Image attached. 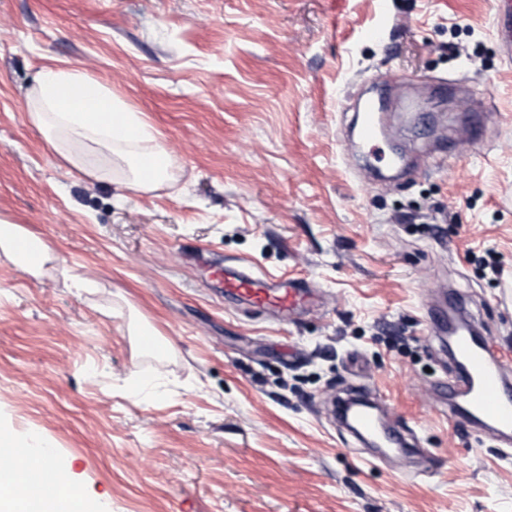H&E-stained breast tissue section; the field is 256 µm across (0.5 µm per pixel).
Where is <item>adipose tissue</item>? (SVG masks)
Listing matches in <instances>:
<instances>
[{
	"mask_svg": "<svg viewBox=\"0 0 512 512\" xmlns=\"http://www.w3.org/2000/svg\"><path fill=\"white\" fill-rule=\"evenodd\" d=\"M30 115L54 149L80 170L91 172L109 158L126 165L123 185L134 191H149L168 177L170 153L140 114L129 110L92 78L87 69L48 68L30 95ZM155 159L152 177L142 175L143 158ZM29 239L31 257L17 253L15 239ZM0 251L22 267L51 261L50 247L30 237L23 227L0 223ZM41 459H32L28 470L0 474V512H84V501L75 484L65 482L33 492L26 484L27 472H40Z\"/></svg>",
	"mask_w": 512,
	"mask_h": 512,
	"instance_id": "adipose-tissue-1",
	"label": "adipose tissue"
}]
</instances>
